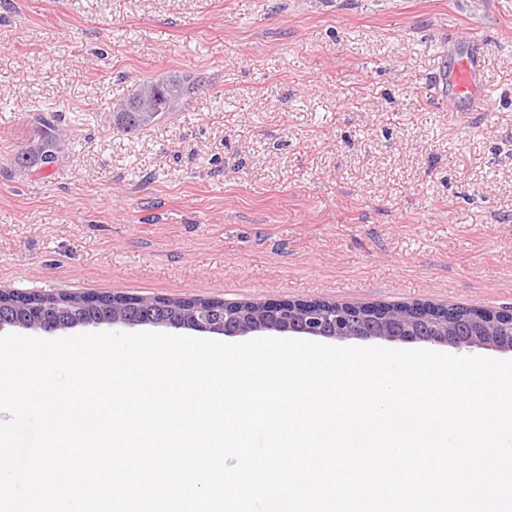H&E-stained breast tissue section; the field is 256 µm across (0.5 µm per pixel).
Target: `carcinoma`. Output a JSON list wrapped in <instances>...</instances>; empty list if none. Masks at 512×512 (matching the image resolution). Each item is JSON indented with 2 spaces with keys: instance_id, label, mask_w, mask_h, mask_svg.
I'll return each instance as SVG.
<instances>
[{
  "instance_id": "1",
  "label": "carcinoma",
  "mask_w": 512,
  "mask_h": 512,
  "mask_svg": "<svg viewBox=\"0 0 512 512\" xmlns=\"http://www.w3.org/2000/svg\"><path fill=\"white\" fill-rule=\"evenodd\" d=\"M201 90L202 84L190 77L144 82L113 110V124L122 132L139 131L153 125L164 114L175 111ZM61 151L60 139L46 126L17 151L14 165L31 173L54 163Z\"/></svg>"
}]
</instances>
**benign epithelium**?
<instances>
[{
    "label": "benign epithelium",
    "instance_id": "7a95c632",
    "mask_svg": "<svg viewBox=\"0 0 512 512\" xmlns=\"http://www.w3.org/2000/svg\"><path fill=\"white\" fill-rule=\"evenodd\" d=\"M60 305L99 307L103 316L92 324L112 327L151 324L226 336L299 333L337 340L422 341L457 349L512 352V320L505 325L504 317L496 313L465 314L429 303L359 307L322 300L238 304L214 300L175 302L117 294H25L21 302L12 305L11 314L0 317V330L9 326L25 331H65L77 326L49 316Z\"/></svg>",
    "mask_w": 512,
    "mask_h": 512
}]
</instances>
